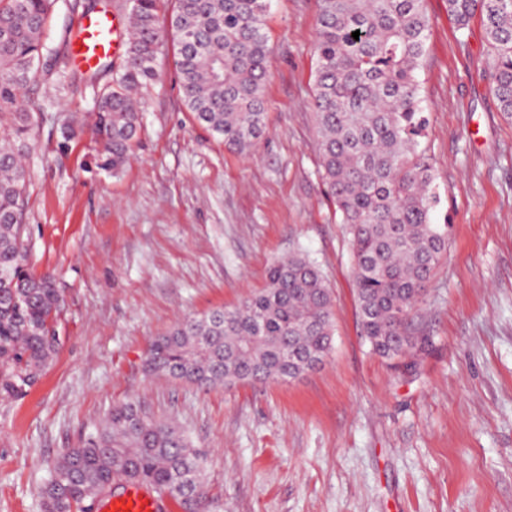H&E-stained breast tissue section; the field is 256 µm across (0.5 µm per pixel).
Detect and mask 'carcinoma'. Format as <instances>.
I'll use <instances>...</instances> for the list:
<instances>
[{"mask_svg": "<svg viewBox=\"0 0 512 512\" xmlns=\"http://www.w3.org/2000/svg\"><path fill=\"white\" fill-rule=\"evenodd\" d=\"M57 0H0V398H20L53 362L63 303L51 273L29 271L23 245L26 168L35 118L28 90L94 82L96 167L118 174L140 127L137 90L158 76L165 38L175 47L183 105L238 154L266 129L264 92L271 0H106L131 19L119 65L51 75L41 65ZM460 35L480 16L493 58L487 74L498 111L512 116V0H447ZM360 31L359 39L352 32ZM429 33L425 0H319L313 108L319 173L347 227L360 335L372 354L405 368L429 345L409 317L448 247V225L421 148L428 117L418 72ZM335 335L332 291L319 266L296 252L273 261L262 288L239 305L176 323L148 348L145 369L205 390L290 382L325 361ZM144 485L204 512L208 488L196 452L173 424L137 401L112 410L96 433L53 467L43 512H86L118 483Z\"/></svg>", "mask_w": 512, "mask_h": 512, "instance_id": "carcinoma-1", "label": "carcinoma"}]
</instances>
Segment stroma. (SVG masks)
I'll use <instances>...</instances> for the list:
<instances>
[{"mask_svg":"<svg viewBox=\"0 0 512 512\" xmlns=\"http://www.w3.org/2000/svg\"><path fill=\"white\" fill-rule=\"evenodd\" d=\"M426 8L422 145L440 199L432 220L451 231L411 315L431 344L404 371L360 336L348 237L318 174V0H272L267 131L248 155L186 111L169 44L160 78L141 90L138 138L118 175L91 163L88 111L106 77L52 99L26 94L38 118L28 267L55 274L64 309L39 383L0 401V512H42L52 462L126 399L179 423L208 483L207 512H512V117L489 91L480 20L464 39L446 0ZM294 251L333 291L322 367L210 391L147 375L151 339L238 305Z\"/></svg>","mask_w":512,"mask_h":512,"instance_id":"stroma-1","label":"stroma"}]
</instances>
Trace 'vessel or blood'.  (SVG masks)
<instances>
[{"label":"vessel or blood","mask_w":512,"mask_h":512,"mask_svg":"<svg viewBox=\"0 0 512 512\" xmlns=\"http://www.w3.org/2000/svg\"><path fill=\"white\" fill-rule=\"evenodd\" d=\"M125 30V25L116 23L106 15L85 18L78 25L72 41L70 62L90 68L102 56L119 52ZM163 507V499L136 484L125 485L97 502V512H162Z\"/></svg>","instance_id":"b4317fda"}]
</instances>
